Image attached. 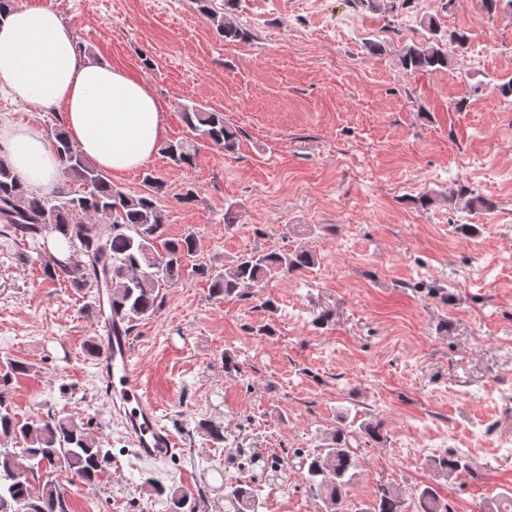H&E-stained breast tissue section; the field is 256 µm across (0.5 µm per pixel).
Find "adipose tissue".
Wrapping results in <instances>:
<instances>
[{
    "label": "adipose tissue",
    "instance_id": "obj_1",
    "mask_svg": "<svg viewBox=\"0 0 512 512\" xmlns=\"http://www.w3.org/2000/svg\"><path fill=\"white\" fill-rule=\"evenodd\" d=\"M0 90L20 104L63 114L74 145L119 177L147 164L158 149L163 107L142 78L88 60L62 17L41 0H0ZM0 158L35 193L60 178L56 151L41 130L0 118Z\"/></svg>",
    "mask_w": 512,
    "mask_h": 512
}]
</instances>
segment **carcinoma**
<instances>
[{
    "mask_svg": "<svg viewBox=\"0 0 512 512\" xmlns=\"http://www.w3.org/2000/svg\"><path fill=\"white\" fill-rule=\"evenodd\" d=\"M238 0H224V11L212 0H195L198 12L216 28L226 42L245 41L247 29L234 18ZM370 12L390 14L410 0H359ZM431 37L404 47L401 68L410 73L438 72L452 67L455 51L468 44L464 30L438 36L434 20L427 22ZM190 132L224 148L236 150V132L224 121V113L207 111L197 105L182 106ZM54 149L62 166L63 182L48 194L27 189L12 168L0 158V235L26 242L36 252L43 273L50 279L62 277L81 292L99 288L100 279L110 273V295L106 323L122 321L127 331L156 312L162 290L181 276L183 262L196 252V238L189 233L173 240L166 237L163 211L159 206L165 184L148 173L146 189L127 194L112 184L108 174L95 166L70 143L67 134H55ZM162 153L177 167L193 164L194 154L186 139L168 141ZM58 233L67 246L62 257L46 254L44 233ZM316 263L307 250L292 253L253 251L217 269L199 265L196 272L210 283L212 297L250 294L270 278L289 274ZM29 371V365L12 361L0 377V512H71L66 489L56 481L38 482L42 472L66 468L85 485H98L112 465V452L84 423L53 415L27 422L16 420L5 387L11 376ZM381 424L366 422L359 430L336 427L326 443L298 456L299 470L308 492L320 500L326 512H339L344 488L355 476L354 448L380 439ZM200 432L214 443L224 442V423L204 420ZM443 474L453 476L466 467L454 454L435 462ZM144 490L163 497L168 512H199L202 490L166 488L148 479ZM224 498L235 512H258L259 490L246 483L224 485ZM422 512H450L433 488L419 493ZM401 491L393 485L377 486L372 512H399Z\"/></svg>",
    "mask_w": 512,
    "mask_h": 512,
    "instance_id": "carcinoma-1",
    "label": "carcinoma"
}]
</instances>
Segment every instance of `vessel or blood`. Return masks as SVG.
Returning a JSON list of instances; mask_svg holds the SVG:
<instances>
[{
  "label": "vessel or blood",
  "mask_w": 512,
  "mask_h": 512,
  "mask_svg": "<svg viewBox=\"0 0 512 512\" xmlns=\"http://www.w3.org/2000/svg\"><path fill=\"white\" fill-rule=\"evenodd\" d=\"M107 332L108 343L100 357L99 378L106 392L119 395L132 406L123 418L138 457L152 460L168 458L177 443L172 433L162 426L155 405L144 398L143 384L133 364L130 337L117 322L109 325Z\"/></svg>",
  "instance_id": "vessel-or-blood-1"
}]
</instances>
